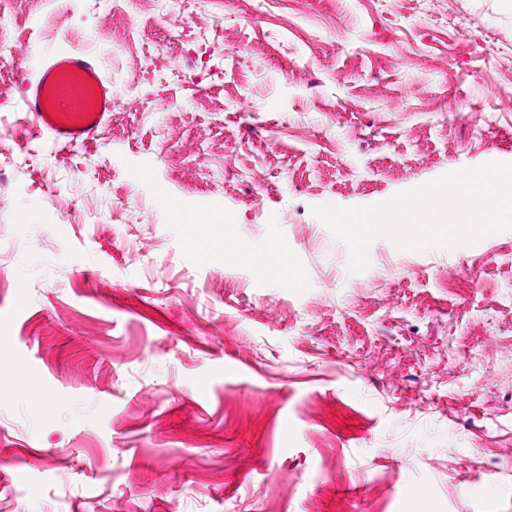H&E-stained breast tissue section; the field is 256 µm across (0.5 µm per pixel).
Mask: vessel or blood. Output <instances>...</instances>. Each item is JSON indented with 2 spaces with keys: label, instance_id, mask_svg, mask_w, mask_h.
Returning <instances> with one entry per match:
<instances>
[{
  "label": "vessel or blood",
  "instance_id": "b4317fda",
  "mask_svg": "<svg viewBox=\"0 0 512 512\" xmlns=\"http://www.w3.org/2000/svg\"><path fill=\"white\" fill-rule=\"evenodd\" d=\"M114 98L111 84L90 57L59 52L38 68L23 104L39 131L70 147L95 137Z\"/></svg>",
  "mask_w": 512,
  "mask_h": 512
}]
</instances>
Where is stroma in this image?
<instances>
[{
	"label": "stroma",
	"instance_id": "obj_1",
	"mask_svg": "<svg viewBox=\"0 0 512 512\" xmlns=\"http://www.w3.org/2000/svg\"><path fill=\"white\" fill-rule=\"evenodd\" d=\"M0 28V337L36 382L0 378V512H512V230L379 236L353 273L312 212L512 163V0H0ZM70 50L118 99L61 150L20 101ZM274 239L298 278L239 258Z\"/></svg>",
	"mask_w": 512,
	"mask_h": 512
}]
</instances>
